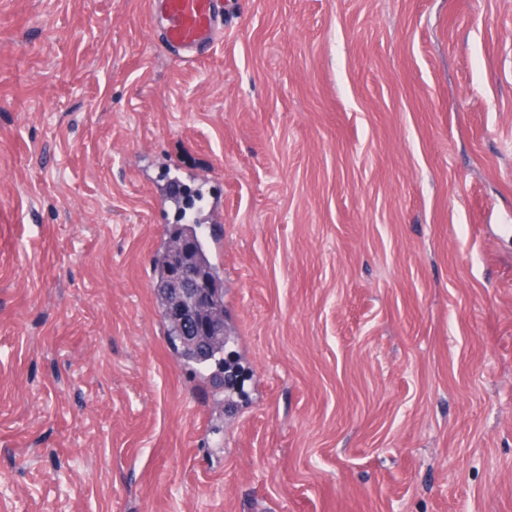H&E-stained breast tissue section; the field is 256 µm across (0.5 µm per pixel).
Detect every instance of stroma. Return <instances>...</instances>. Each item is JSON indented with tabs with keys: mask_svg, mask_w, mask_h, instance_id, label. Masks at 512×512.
Instances as JSON below:
<instances>
[{
	"mask_svg": "<svg viewBox=\"0 0 512 512\" xmlns=\"http://www.w3.org/2000/svg\"><path fill=\"white\" fill-rule=\"evenodd\" d=\"M0 512H512V0H224L191 62L147 0H0ZM175 241L187 247L174 252ZM175 264L182 268V277L173 276ZM153 268L156 303L178 363L195 376L213 367L224 370V283L216 275L197 225L176 224ZM190 289L203 294L202 306L191 305Z\"/></svg>",
	"mask_w": 512,
	"mask_h": 512,
	"instance_id": "1",
	"label": "stroma"
}]
</instances>
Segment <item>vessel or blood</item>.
<instances>
[{
	"mask_svg": "<svg viewBox=\"0 0 512 512\" xmlns=\"http://www.w3.org/2000/svg\"><path fill=\"white\" fill-rule=\"evenodd\" d=\"M150 6L161 14L166 43L186 57L209 41L224 12L222 0H150Z\"/></svg>",
	"mask_w": 512,
	"mask_h": 512,
	"instance_id": "b4317fda",
	"label": "vessel or blood"
}]
</instances>
